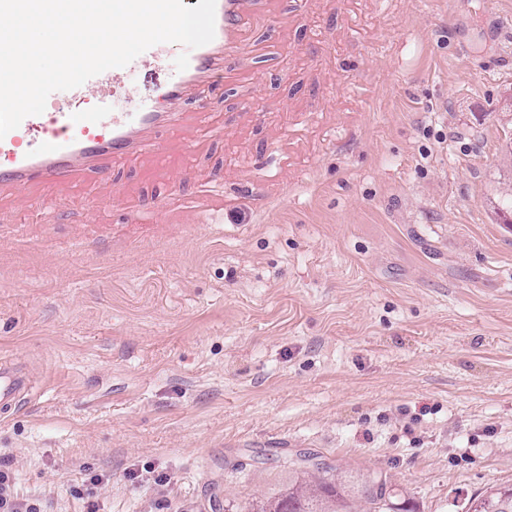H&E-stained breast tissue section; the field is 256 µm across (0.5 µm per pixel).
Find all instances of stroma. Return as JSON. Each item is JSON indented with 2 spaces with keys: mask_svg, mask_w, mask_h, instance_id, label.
<instances>
[{
  "mask_svg": "<svg viewBox=\"0 0 512 512\" xmlns=\"http://www.w3.org/2000/svg\"><path fill=\"white\" fill-rule=\"evenodd\" d=\"M297 1L202 96L221 131L0 223V457L44 512H209L304 452L418 512L512 484V0ZM28 380L19 370L10 365L0 366V412L8 413L16 399L27 390Z\"/></svg>",
  "mask_w": 512,
  "mask_h": 512,
  "instance_id": "1",
  "label": "stroma"
}]
</instances>
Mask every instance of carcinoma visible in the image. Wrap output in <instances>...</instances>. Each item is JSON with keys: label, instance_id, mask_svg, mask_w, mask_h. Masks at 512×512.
<instances>
[{"label": "carcinoma", "instance_id": "1", "mask_svg": "<svg viewBox=\"0 0 512 512\" xmlns=\"http://www.w3.org/2000/svg\"><path fill=\"white\" fill-rule=\"evenodd\" d=\"M494 212L501 223L512 224V192L502 194ZM283 467L288 478L278 487L252 498H226L224 512H415L378 473H356L311 453ZM465 512H512V486L490 489L467 503Z\"/></svg>", "mask_w": 512, "mask_h": 512}]
</instances>
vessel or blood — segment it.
<instances>
[{"label":"vessel or blood","instance_id":"1","mask_svg":"<svg viewBox=\"0 0 512 512\" xmlns=\"http://www.w3.org/2000/svg\"><path fill=\"white\" fill-rule=\"evenodd\" d=\"M280 13L281 0H216L213 41L190 50L187 69L170 71L147 92H129L127 111L110 112L102 104L104 87L116 74L112 68L77 88L51 93L57 111L26 117L0 139V210L14 214L32 207L45 189L102 180L113 160L187 146L199 135L201 112L187 109L186 99L204 84L245 80L244 71L225 69L226 53H279V43L249 41L247 31L255 17ZM27 387L24 374L1 365L0 412H10Z\"/></svg>","mask_w":512,"mask_h":512}]
</instances>
